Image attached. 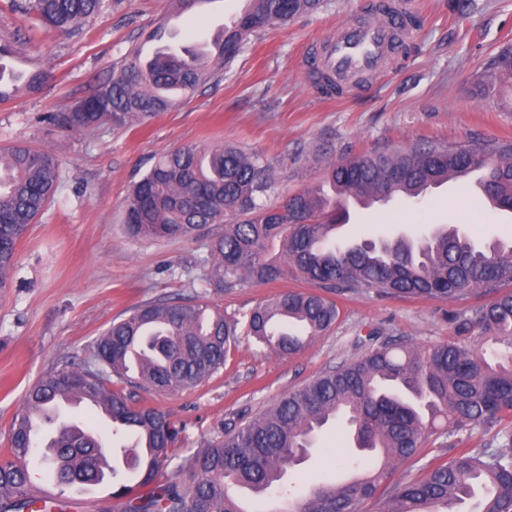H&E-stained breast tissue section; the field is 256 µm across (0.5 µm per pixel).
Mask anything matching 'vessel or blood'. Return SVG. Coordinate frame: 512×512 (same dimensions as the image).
Segmentation results:
<instances>
[{"instance_id":"b4317fda","label":"vessel or blood","mask_w":512,"mask_h":512,"mask_svg":"<svg viewBox=\"0 0 512 512\" xmlns=\"http://www.w3.org/2000/svg\"><path fill=\"white\" fill-rule=\"evenodd\" d=\"M410 13L403 0H382L373 17L337 25L322 45L319 57L309 58L308 66H321L327 73L344 80L376 75L396 51L413 35ZM182 14H171L157 42L142 46L139 56L149 62L162 44L178 31Z\"/></svg>"}]
</instances>
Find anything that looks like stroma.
I'll list each match as a JSON object with an SVG mask.
<instances>
[{
	"label": "stroma",
	"mask_w": 512,
	"mask_h": 512,
	"mask_svg": "<svg viewBox=\"0 0 512 512\" xmlns=\"http://www.w3.org/2000/svg\"><path fill=\"white\" fill-rule=\"evenodd\" d=\"M373 2L327 0L318 12L251 35L218 83L147 122L68 133L48 127L45 115L90 94L116 61L164 24L169 0H104L102 12L72 37L36 26L11 0H0V68L52 71L39 88L0 102V146L51 150L62 173L55 198L17 246L13 286L0 298V448L27 389L62 358L92 363L96 339L141 303L200 296L237 317L296 288L292 279L250 282L230 293L208 286L198 267L207 229L190 241L131 236L125 199L159 156L186 144H237L270 164L277 202L321 185L332 162L365 153L512 140V83L499 84L487 99L475 92L492 57L512 44V0H404L420 19L405 62H390L362 91L321 92L303 59L336 24ZM433 224L457 226L480 243L512 244V213L485 206L459 184L354 211L339 238L414 240ZM330 297L339 310L335 325L299 353L277 355L242 336L223 369L195 388L137 390V400L180 427L177 463L189 464L203 441L223 435L225 423L254 418L330 367L363 355L369 333L406 336L422 348L441 344L452 334L450 316L468 306L341 289ZM351 435L342 422L317 435L305 460L287 471L295 494L352 462Z\"/></svg>",
	"instance_id": "1"
}]
</instances>
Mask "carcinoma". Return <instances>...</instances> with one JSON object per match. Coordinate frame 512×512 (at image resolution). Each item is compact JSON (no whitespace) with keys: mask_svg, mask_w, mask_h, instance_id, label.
Instances as JSON below:
<instances>
[{"mask_svg":"<svg viewBox=\"0 0 512 512\" xmlns=\"http://www.w3.org/2000/svg\"><path fill=\"white\" fill-rule=\"evenodd\" d=\"M103 0H22L16 8L62 37L80 33ZM253 7L224 30L219 55L201 67L172 55L145 69L137 52L112 67L109 77L70 110L44 117L50 127L73 132L102 124L122 129L178 103L164 93L171 85L183 97L215 81L238 56L250 35L324 7V0H251ZM512 78V45L503 46L476 83L487 97ZM483 172L490 206L512 212V143L443 144L396 153H369L331 165L326 180L338 197L418 200L430 183L461 172ZM60 170L47 149L0 147V292L11 287L17 245L58 191ZM275 188L271 166L257 153L231 144L207 150L186 145L155 162L125 200V222L145 239L192 240L214 226L200 260L202 280L231 292L246 281L269 283L290 276L323 289H290L274 295L244 320L226 319L202 298L158 299L115 320L95 343L94 376L65 359L27 391L16 412L8 448L0 455V512H64L66 490L106 477L109 446L101 436L83 440L85 425L62 414L69 395L98 399L112 424L135 436L128 464L138 480L120 485L113 497L122 512H249L238 496L276 494L277 512H361L386 498L384 512H460L476 500L475 512H512V357L489 362L488 342L512 345V245L477 243L456 227L441 225L421 243L407 239L380 245H342L333 238L346 223L341 206L319 190L290 195L278 205L261 202ZM281 253L266 257L268 243ZM338 288L402 298L491 299L452 319L444 344L417 348L401 336H371L367 351L331 368L244 423L224 424V436L193 456L190 478L160 480L173 461L179 429L165 413L138 406L112 378L159 393L192 388L224 367L239 330L277 355L303 349L329 329L339 312L326 293ZM341 415L356 446L380 457L349 466L356 483L321 484L285 496L283 478L330 422ZM492 434L478 450H461L430 464L421 477L393 486L386 480L398 464L412 467L427 444L456 448ZM51 472L60 487L51 503L35 499L31 459Z\"/></svg>","mask_w":512,"mask_h":512,"instance_id":"1","label":"carcinoma"}]
</instances>
